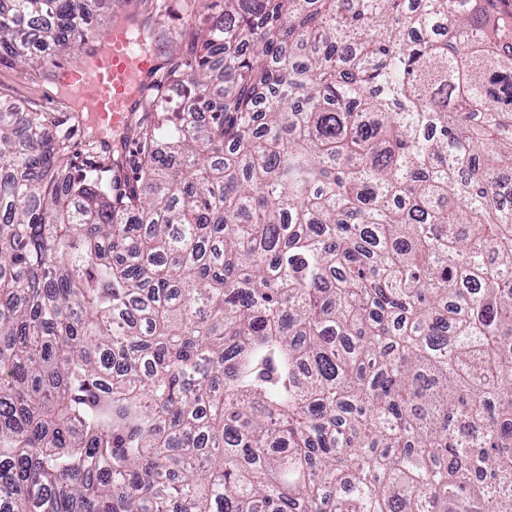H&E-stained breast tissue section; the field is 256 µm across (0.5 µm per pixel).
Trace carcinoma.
I'll return each mask as SVG.
<instances>
[{"label": "carcinoma", "mask_w": 512, "mask_h": 512, "mask_svg": "<svg viewBox=\"0 0 512 512\" xmlns=\"http://www.w3.org/2000/svg\"><path fill=\"white\" fill-rule=\"evenodd\" d=\"M221 3L121 190L0 101V512H512V0Z\"/></svg>", "instance_id": "obj_1"}]
</instances>
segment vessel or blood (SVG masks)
<instances>
[{"label": "vessel or blood", "instance_id": "vessel-or-blood-1", "mask_svg": "<svg viewBox=\"0 0 512 512\" xmlns=\"http://www.w3.org/2000/svg\"><path fill=\"white\" fill-rule=\"evenodd\" d=\"M154 66V54L144 51L127 22L120 21L112 25L82 67L61 73L60 80L68 95L91 113L104 135L128 124Z\"/></svg>", "mask_w": 512, "mask_h": 512}]
</instances>
